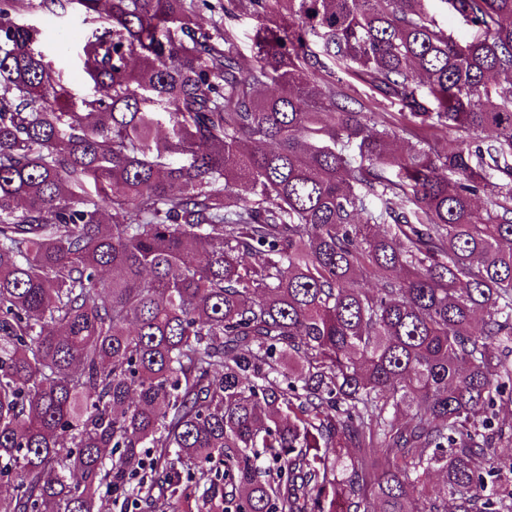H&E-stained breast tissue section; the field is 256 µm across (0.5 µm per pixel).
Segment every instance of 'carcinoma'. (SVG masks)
<instances>
[{"label": "carcinoma", "instance_id": "1", "mask_svg": "<svg viewBox=\"0 0 512 512\" xmlns=\"http://www.w3.org/2000/svg\"><path fill=\"white\" fill-rule=\"evenodd\" d=\"M34 9L95 26L85 97ZM197 11L0 0V512H95L143 448L224 460L234 512H512V0H224L249 70ZM256 24L254 17L249 15H241L227 24L233 36L238 58L241 64L247 68L256 64L253 50V35Z\"/></svg>", "mask_w": 512, "mask_h": 512}]
</instances>
